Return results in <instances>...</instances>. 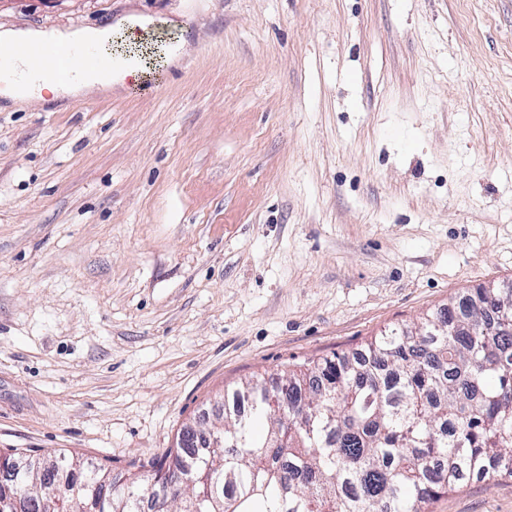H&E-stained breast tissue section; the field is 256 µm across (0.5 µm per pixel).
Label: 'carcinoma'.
<instances>
[{
    "label": "carcinoma",
    "instance_id": "carcinoma-1",
    "mask_svg": "<svg viewBox=\"0 0 512 512\" xmlns=\"http://www.w3.org/2000/svg\"><path fill=\"white\" fill-rule=\"evenodd\" d=\"M249 404L240 414L235 404ZM224 447L187 428L112 487V469L58 453L0 451V497L83 512L45 478L98 486L93 512H426L472 478H512V288H478L448 311L385 329L364 348L224 390Z\"/></svg>",
    "mask_w": 512,
    "mask_h": 512
}]
</instances>
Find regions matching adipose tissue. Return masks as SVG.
I'll return each instance as SVG.
<instances>
[{"label": "adipose tissue", "mask_w": 512, "mask_h": 512, "mask_svg": "<svg viewBox=\"0 0 512 512\" xmlns=\"http://www.w3.org/2000/svg\"><path fill=\"white\" fill-rule=\"evenodd\" d=\"M144 19L123 17L116 23L96 29H77L46 32L36 29L0 28V65L12 73L8 96L13 102L44 96L54 98L75 96L89 86L109 91L138 84L154 68L155 63L147 55L138 52L137 28L143 27ZM96 43L99 51L119 62L118 70L100 72L81 71L67 81H55L32 75L31 66L23 60L10 58L11 47L18 42L41 44Z\"/></svg>", "instance_id": "1"}]
</instances>
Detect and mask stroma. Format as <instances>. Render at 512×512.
I'll use <instances>...</instances> for the list:
<instances>
[{"mask_svg":"<svg viewBox=\"0 0 512 512\" xmlns=\"http://www.w3.org/2000/svg\"><path fill=\"white\" fill-rule=\"evenodd\" d=\"M129 15L177 61L0 105V450L121 477L225 387L512 286V0H0Z\"/></svg>","mask_w":512,"mask_h":512,"instance_id":"1","label":"stroma"}]
</instances>
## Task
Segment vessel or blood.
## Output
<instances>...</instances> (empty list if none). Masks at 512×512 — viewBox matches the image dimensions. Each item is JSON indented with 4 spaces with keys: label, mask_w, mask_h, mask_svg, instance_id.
<instances>
[{
    "label": "vessel or blood",
    "mask_w": 512,
    "mask_h": 512,
    "mask_svg": "<svg viewBox=\"0 0 512 512\" xmlns=\"http://www.w3.org/2000/svg\"><path fill=\"white\" fill-rule=\"evenodd\" d=\"M11 58L31 63L35 71L43 76L65 81L75 69L103 71L110 67L108 58L99 54L90 44H42L15 45Z\"/></svg>",
    "instance_id": "b4317fda"
}]
</instances>
